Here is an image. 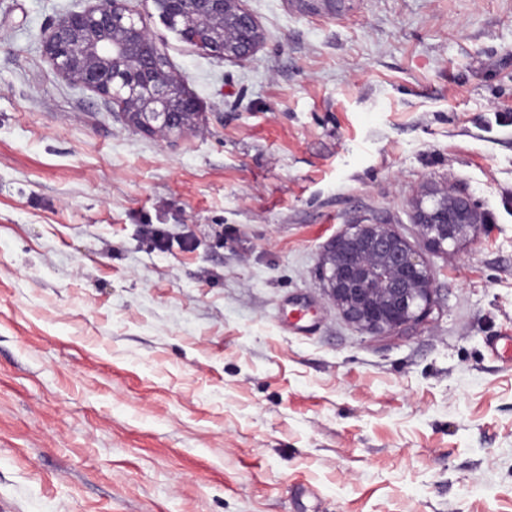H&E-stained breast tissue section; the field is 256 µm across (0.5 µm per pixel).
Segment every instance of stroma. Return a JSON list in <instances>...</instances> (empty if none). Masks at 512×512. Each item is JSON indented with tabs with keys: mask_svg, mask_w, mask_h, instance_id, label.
<instances>
[{
	"mask_svg": "<svg viewBox=\"0 0 512 512\" xmlns=\"http://www.w3.org/2000/svg\"><path fill=\"white\" fill-rule=\"evenodd\" d=\"M96 0H0V501L12 512H512V0H244V60L128 0L201 116L127 126L45 58ZM487 216L434 251L424 190ZM163 228L161 253L144 225ZM387 224L430 315L361 333L319 261Z\"/></svg>",
	"mask_w": 512,
	"mask_h": 512,
	"instance_id": "1",
	"label": "stroma"
}]
</instances>
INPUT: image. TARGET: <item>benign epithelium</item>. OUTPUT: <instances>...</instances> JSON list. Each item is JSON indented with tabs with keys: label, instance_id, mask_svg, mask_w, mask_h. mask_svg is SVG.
<instances>
[{
	"label": "benign epithelium",
	"instance_id": "obj_1",
	"mask_svg": "<svg viewBox=\"0 0 512 512\" xmlns=\"http://www.w3.org/2000/svg\"><path fill=\"white\" fill-rule=\"evenodd\" d=\"M159 16L204 53L243 60L263 33L243 0H153ZM306 12L335 16L348 0H294ZM56 73L119 107L126 125L164 138L180 137L199 120L198 100L172 71L143 18L127 0H102L53 24L43 42ZM419 199L414 221L435 249L457 244L484 223L452 190ZM320 269L340 315L370 335L393 334L422 320L435 292L426 260L387 224H351L324 250Z\"/></svg>",
	"mask_w": 512,
	"mask_h": 512
}]
</instances>
